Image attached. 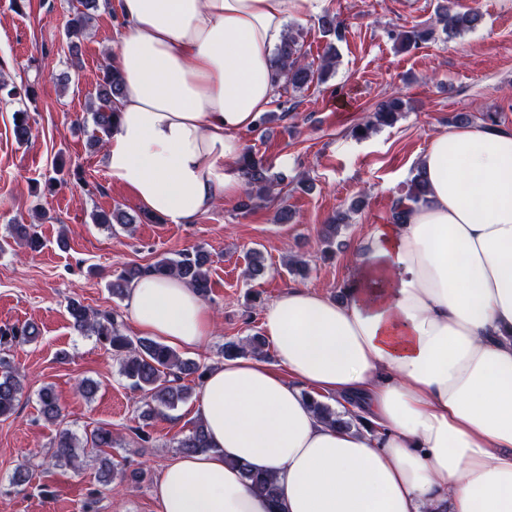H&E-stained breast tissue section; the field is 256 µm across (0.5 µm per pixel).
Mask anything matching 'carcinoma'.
Masks as SVG:
<instances>
[{
	"instance_id": "cac0c4a2",
	"label": "carcinoma",
	"mask_w": 512,
	"mask_h": 512,
	"mask_svg": "<svg viewBox=\"0 0 512 512\" xmlns=\"http://www.w3.org/2000/svg\"><path fill=\"white\" fill-rule=\"evenodd\" d=\"M99 8V0H79V7L68 20L65 34L70 43V51L78 53L80 39L84 36L89 23L93 19V12ZM480 16L476 12H459L455 10V0H447L442 8L440 22L442 30L448 36L457 35L473 28ZM334 56H329L324 63L313 71L311 66L302 60L301 47L297 37L289 33L283 37L277 49L274 63L276 71V84L284 87L300 89L313 81L314 75L324 79L333 64ZM123 94V80L116 66L108 62L104 65L102 82L96 92L97 104L91 108L93 123L99 132L112 134L113 117L116 113V101ZM402 101L398 97H392L381 102L374 112V120L358 127L355 134L359 137L366 136L377 125L390 124L394 121L395 114L400 111ZM13 134L17 142L24 143L29 140L31 125L27 107H22L13 115ZM242 174L247 180L249 190L245 198L239 203V208L249 211L255 207V200L273 196L275 187L279 181L268 175V169L264 165L246 153L241 162ZM427 185L418 174L414 177L408 193V200L413 206L427 202ZM92 223L104 226L108 229L118 225L122 228H130L136 223L135 216L128 212L114 208L112 210H96L91 215ZM15 238L23 241L32 251L42 247V242L31 227L17 224L12 227ZM146 272H156L163 275H175L187 282L200 296H206L210 285V258L209 254L196 249L192 252H181L174 258L163 257L149 267H131L122 270L112 280L110 288L112 295L122 298L127 295L130 284ZM68 313L76 330L82 333H90L112 351L121 365V372L129 381L130 386L145 394L149 407V413L154 414L164 408H173L187 400L190 388L181 383L184 375H197L199 380H204L207 368H202L196 363L180 357L177 351L167 345L149 338L132 337L123 334L120 330V322L117 316L107 312H98L84 306L78 300L70 301ZM38 336V330L31 324L21 327L0 328V346L4 344H25L34 341ZM266 345L265 338L258 332L247 339V344L240 345L229 341L224 345V357L235 358L248 352L259 355L263 353ZM22 386L19 379L11 370L9 364L0 359V417H6L15 410ZM313 411L320 419L331 424H340L348 429H366L365 421L352 413L343 416L336 412L328 404L308 396ZM40 411L46 420L55 423L62 420V408L54 390L50 387L42 389L39 394ZM56 459L67 465L74 462L73 448L77 447V438L67 428L57 430L54 438ZM112 430L105 427H95L85 432L83 447L96 451L113 447ZM211 447L208 433L202 422H197L188 435L177 442L180 453L189 455L204 451ZM243 476L250 489L270 500L276 498L275 480L263 473L254 472L246 466H241Z\"/></svg>"
}]
</instances>
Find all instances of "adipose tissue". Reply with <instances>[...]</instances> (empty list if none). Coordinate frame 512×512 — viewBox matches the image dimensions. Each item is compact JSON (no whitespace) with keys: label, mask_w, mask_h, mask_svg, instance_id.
Listing matches in <instances>:
<instances>
[{"label":"adipose tissue","mask_w":512,"mask_h":512,"mask_svg":"<svg viewBox=\"0 0 512 512\" xmlns=\"http://www.w3.org/2000/svg\"><path fill=\"white\" fill-rule=\"evenodd\" d=\"M326 5L118 0L110 175L172 224L237 198L227 169L272 103L285 26ZM418 166L427 204L355 246L344 300L292 288L264 309L280 370L238 357L208 371L197 413L212 447L166 466L160 512H512V134L455 128ZM126 306L172 346L213 332L172 276L133 281ZM304 385L359 399L372 431L322 422ZM244 464L275 477V500ZM241 469L247 484L253 492L265 496L271 501L275 500L276 483L271 476L259 472H253L245 465H242Z\"/></svg>","instance_id":"ef3b65f1"}]
</instances>
